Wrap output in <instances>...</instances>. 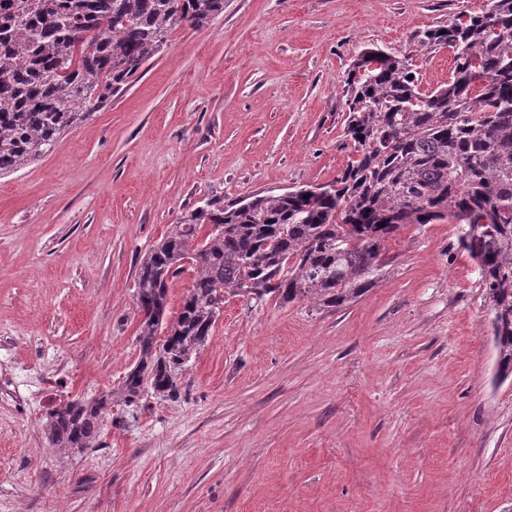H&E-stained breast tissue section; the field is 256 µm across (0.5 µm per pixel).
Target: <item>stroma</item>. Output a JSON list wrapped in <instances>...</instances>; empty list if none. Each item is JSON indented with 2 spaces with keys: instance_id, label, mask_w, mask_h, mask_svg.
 Wrapping results in <instances>:
<instances>
[{
  "instance_id": "obj_1",
  "label": "stroma",
  "mask_w": 512,
  "mask_h": 512,
  "mask_svg": "<svg viewBox=\"0 0 512 512\" xmlns=\"http://www.w3.org/2000/svg\"><path fill=\"white\" fill-rule=\"evenodd\" d=\"M489 0H224L38 162L0 176V512H512V376L476 262L443 222L404 228L355 301L230 296L172 401L115 406L96 447H50L52 404L139 357L142 257L195 208L324 184L353 151L359 53Z\"/></svg>"
}]
</instances>
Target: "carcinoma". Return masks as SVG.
Returning a JSON list of instances; mask_svg holds the SVG:
<instances>
[{
    "label": "carcinoma",
    "mask_w": 512,
    "mask_h": 512,
    "mask_svg": "<svg viewBox=\"0 0 512 512\" xmlns=\"http://www.w3.org/2000/svg\"><path fill=\"white\" fill-rule=\"evenodd\" d=\"M224 0H0V175L56 146L90 110L127 90L171 33L204 27ZM454 51L447 84L427 93L405 54L365 49L349 70L345 136L355 156L332 182L193 210L143 258L140 357L116 389L46 415L54 448L96 445L112 407L147 391L177 395L226 296L347 304L378 281L388 243L409 225L449 220L479 267L498 375L512 374V0L418 35ZM488 75L470 82L474 64ZM211 226L204 238L198 230ZM192 287L167 318L169 283Z\"/></svg>",
    "instance_id": "1"
}]
</instances>
